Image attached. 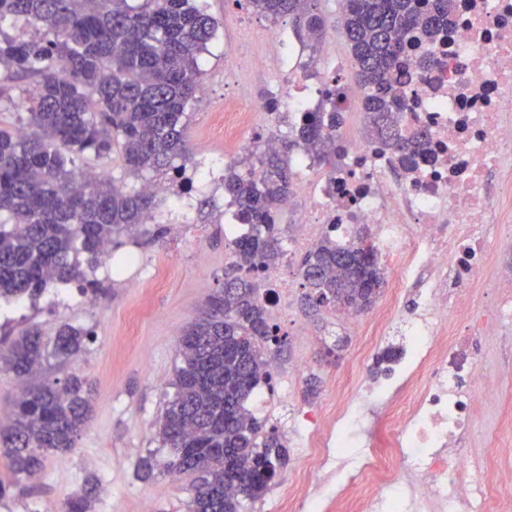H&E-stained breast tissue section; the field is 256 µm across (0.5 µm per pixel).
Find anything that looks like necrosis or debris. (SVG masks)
Segmentation results:
<instances>
[{
    "label": "necrosis or debris",
    "mask_w": 512,
    "mask_h": 512,
    "mask_svg": "<svg viewBox=\"0 0 512 512\" xmlns=\"http://www.w3.org/2000/svg\"><path fill=\"white\" fill-rule=\"evenodd\" d=\"M452 4L437 47L412 44L402 52V125L426 133L425 150L395 154L346 128L338 133L336 169L315 167L310 152L296 155L294 188L309 205L286 253L363 225L385 260L391 291L353 323L368 336L393 335L399 298L411 291L417 317L406 328L403 356L361 382L358 397L337 395L331 413L299 420L314 454L307 479L281 496L279 512L309 501L313 476L353 446L362 454L329 512H512V452H501L493 467L468 449L475 411L493 384L478 362L482 343L512 323V275L489 274L501 250H512V0ZM266 38L271 54L250 65L274 60L287 72L281 116L293 128L317 111L320 90L305 61L288 64L278 30ZM224 140L237 159L279 145L255 111L233 99L224 102ZM481 287L493 295L485 313L473 304ZM404 473L416 488L399 483Z\"/></svg>",
    "instance_id": "1"
}]
</instances>
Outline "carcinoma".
<instances>
[{
    "label": "carcinoma",
    "instance_id": "1",
    "mask_svg": "<svg viewBox=\"0 0 512 512\" xmlns=\"http://www.w3.org/2000/svg\"><path fill=\"white\" fill-rule=\"evenodd\" d=\"M318 0H249L254 11L290 16L306 34L320 36ZM451 0H345L342 26L363 90L365 138L394 153L415 148L424 132L402 133L405 96L401 39L434 44L448 29ZM23 20L35 36L21 40L5 25ZM218 22L195 0H0V71L12 80L35 75L25 90L26 117L0 123V302L42 294L55 283H80L96 294L95 268L106 247L153 219L152 196L115 178L87 174L76 161L121 155L125 173L182 167L189 159L183 118L201 90L198 59L215 38ZM324 84L323 107L307 112L294 139L253 166L224 170V191L239 206L236 218L252 228L231 239L233 268L265 272L283 250L277 227L279 202L290 193L293 150L318 148L317 161L336 169V135L342 125L339 86ZM364 237L345 242L325 236L305 257V301L362 312L385 281L373 248L361 255ZM91 332L64 326L46 339L27 330L3 354L8 369L25 379L44 365L80 352ZM283 342L270 322L257 285L239 275L207 300L201 315L179 337L176 388L157 434L172 455L152 452L142 477L158 469L192 476L190 512H241L275 485L288 448L247 408L271 379L267 345ZM90 384L72 375L62 385L26 388L0 429V455L16 478L33 477L46 454L72 451L90 410Z\"/></svg>",
    "mask_w": 512,
    "mask_h": 512
}]
</instances>
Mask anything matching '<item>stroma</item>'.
Listing matches in <instances>:
<instances>
[{
	"instance_id": "1",
	"label": "stroma",
	"mask_w": 512,
	"mask_h": 512,
	"mask_svg": "<svg viewBox=\"0 0 512 512\" xmlns=\"http://www.w3.org/2000/svg\"><path fill=\"white\" fill-rule=\"evenodd\" d=\"M217 20L215 40L199 64L204 91L187 109L185 137L191 164L203 176L187 201L155 198V220L163 236L123 240L103 260L96 277L103 288L94 304H86L76 284L57 285L40 297L18 303H0V339L27 329L54 336L65 324L94 334L84 352L46 377L61 381L76 374L92 383V413L72 452L49 455L35 478L14 481L0 456V480L11 483L0 512H63L67 496L82 492L87 479L98 481L90 512H189L190 476L139 477L143 456L160 448L157 422L173 393L171 381L179 363L178 336L203 309L208 297L224 285L233 261L224 238V184L209 178L224 167V100L242 97L252 106L285 86L279 69L250 68V56L266 53V30L281 29L300 50L311 68L323 55L336 60V70L348 76L356 71L339 19L337 0H320L318 9L327 29L316 45L302 39L291 18L258 14L245 0H206ZM288 277V324L282 327V345L271 346L268 358L278 369L272 386L251 396L248 407L264 429H276L288 447V462L276 485L259 501L246 503L244 512H277L302 465V447L292 428L298 412L317 413L336 401L340 391H352L379 369L378 361L363 364L356 355L368 344L351 322L329 308L318 315L305 312L299 263ZM335 358H327V347ZM308 361L309 376H316V391H309V376L295 377L288 369ZM484 366L499 385L490 390L478 410L473 448L481 455L512 448V328L490 338L482 347Z\"/></svg>"
}]
</instances>
